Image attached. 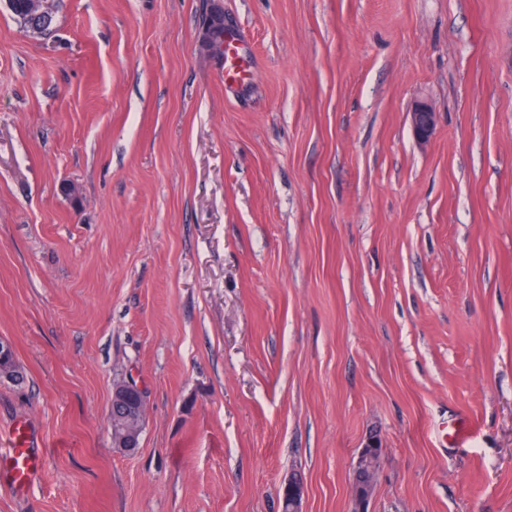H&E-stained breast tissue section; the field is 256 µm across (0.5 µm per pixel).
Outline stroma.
<instances>
[{
    "label": "stroma",
    "instance_id": "obj_1",
    "mask_svg": "<svg viewBox=\"0 0 512 512\" xmlns=\"http://www.w3.org/2000/svg\"><path fill=\"white\" fill-rule=\"evenodd\" d=\"M49 5L0 0V430L44 452L0 512H352L372 435L367 512H512V0ZM14 4L10 8L12 13L18 18V20L24 25L25 28L32 30L33 32H38L41 34L50 33L52 31V11L50 13L47 12L46 15H43L38 18H33L29 15L27 9V0H14ZM36 26V27H34ZM205 39L216 50H221L224 45V62L220 69L224 87L240 88L245 86L251 73L248 59L241 54L242 42L237 35L224 36V17L218 9H215L210 15ZM411 122L416 137L426 142L435 129L437 114L428 103L417 101L411 109ZM110 412L113 423L129 424L117 447L126 452H134L139 447L140 428H133V425L138 423L140 426L147 414V401L143 390L130 381L115 386L112 391ZM384 453L382 441L375 435L368 437L353 466V512H365L377 481Z\"/></svg>",
    "mask_w": 512,
    "mask_h": 512
}]
</instances>
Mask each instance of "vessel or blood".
Listing matches in <instances>:
<instances>
[{"instance_id": "vessel-or-blood-1", "label": "vessel or blood", "mask_w": 512, "mask_h": 512, "mask_svg": "<svg viewBox=\"0 0 512 512\" xmlns=\"http://www.w3.org/2000/svg\"><path fill=\"white\" fill-rule=\"evenodd\" d=\"M223 59L220 75L225 87L245 86L251 70L238 36L225 37ZM42 465L43 453L35 447L34 433L26 421H16L7 434H0V478L6 479L13 491L24 492Z\"/></svg>"}]
</instances>
